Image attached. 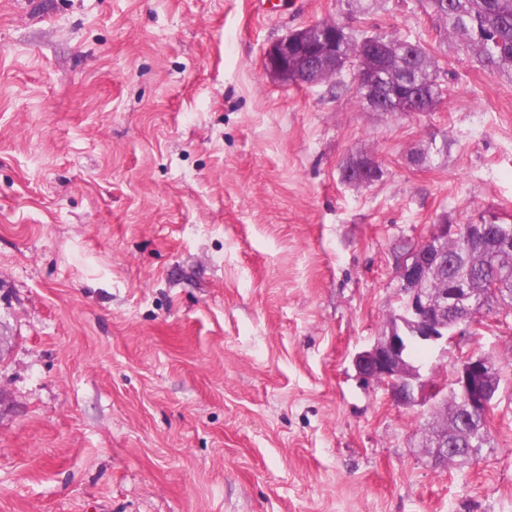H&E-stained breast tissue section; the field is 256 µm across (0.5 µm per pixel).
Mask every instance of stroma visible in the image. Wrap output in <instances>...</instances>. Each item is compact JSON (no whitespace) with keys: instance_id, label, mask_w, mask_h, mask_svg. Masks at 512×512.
<instances>
[{"instance_id":"stroma-1","label":"stroma","mask_w":512,"mask_h":512,"mask_svg":"<svg viewBox=\"0 0 512 512\" xmlns=\"http://www.w3.org/2000/svg\"><path fill=\"white\" fill-rule=\"evenodd\" d=\"M324 20L420 41L436 109L266 74ZM440 28L419 0H0V512H512V323L415 358L502 364L461 465L353 364L434 225L512 224V71Z\"/></svg>"}]
</instances>
